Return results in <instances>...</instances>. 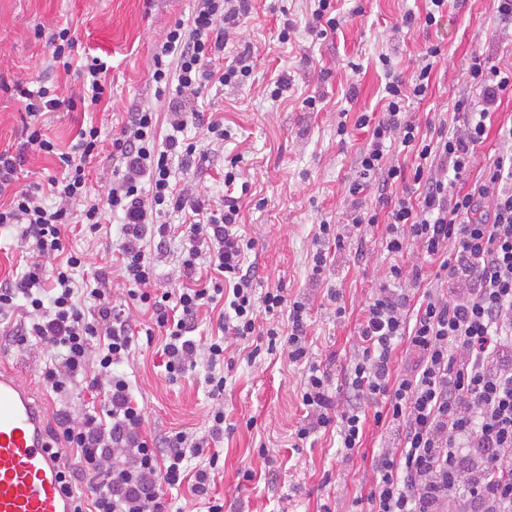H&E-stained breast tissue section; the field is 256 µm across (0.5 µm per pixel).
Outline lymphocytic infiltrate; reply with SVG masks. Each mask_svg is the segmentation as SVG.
I'll list each match as a JSON object with an SVG mask.
<instances>
[{"label":"lymphocytic infiltrate","mask_w":512,"mask_h":512,"mask_svg":"<svg viewBox=\"0 0 512 512\" xmlns=\"http://www.w3.org/2000/svg\"><path fill=\"white\" fill-rule=\"evenodd\" d=\"M253 0H195L186 18L171 26L152 53L157 99L166 100L170 133L157 135L152 107L127 113L118 137L105 139L97 125L80 126L67 148L44 131L60 108L94 111L110 99L99 57L75 60L69 28L53 34V68L74 76L78 90L61 100L54 88L30 89L0 75V91L23 107L25 139L0 150V228L16 230L24 250L19 273L0 280V339L40 347L49 355L41 369L47 391L63 397L81 389L89 412L57 418V441L69 455L60 472L75 500L74 512H170L169 489L190 482L208 501L222 471L218 445L231 434L224 389L233 361L231 342L253 341L248 362L282 351L298 362L308 356L305 302L287 301L282 289L261 285L249 261L253 240L239 232L237 197L225 195L212 209L189 187L173 184L175 160L202 154V141L227 138L223 121L195 103L206 82L238 84L249 77V52L230 64L214 63L230 36L252 12ZM439 46L421 52L410 78L385 69L384 112L361 115L372 134L357 157L350 197L374 189L386 214L354 207L353 228L383 224L382 242L394 262L358 326L357 354L344 376L342 402L330 379L310 366L300 384L307 422L296 435L335 427L345 451L360 447L366 419L393 434L372 464L368 512H512V127L499 130L501 148L477 179L467 173L486 140L487 122L503 97H512V69L473 55L470 92L454 104L452 120L420 135L407 112L425 99ZM202 141L185 138L188 125ZM54 158L58 172L46 183L23 187L18 173L29 153ZM113 160L102 196L87 197L88 164L102 153ZM414 158L418 191L405 188L395 155ZM403 185L400 197L387 188ZM191 211L180 248H172L162 218ZM121 218L116 243L122 304H114L106 269L78 278L85 258L66 251L69 225L99 234L107 215ZM417 251L424 264H406ZM172 254L176 274L160 285L159 256ZM435 265V273L424 270ZM213 278H198L201 268ZM219 309L220 337H196L201 310ZM149 313L165 339L161 355L170 379L203 367L213 401L204 432L158 434L151 430L120 366L136 342L133 311ZM405 345L407 362L392 370V354ZM374 414H367V407Z\"/></svg>","instance_id":"obj_1"}]
</instances>
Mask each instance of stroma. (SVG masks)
Segmentation results:
<instances>
[{
  "mask_svg": "<svg viewBox=\"0 0 512 512\" xmlns=\"http://www.w3.org/2000/svg\"><path fill=\"white\" fill-rule=\"evenodd\" d=\"M342 16L336 34L320 39L309 31V0H255V11L233 34L227 56L242 45L251 47L252 72L245 82L223 86L207 83L197 109L223 119L231 132L206 158L175 161L174 178L192 184L197 194L219 204L224 194V167L237 160L243 180L240 216L255 242L263 272L262 285L283 289L287 299L302 298L310 313L308 361L290 362L276 354L251 365L243 343L231 345L235 360L224 390V414L233 424L225 436L224 473L213 496L225 505L243 504L247 512H352L356 497L368 495L372 461L386 437L374 421H366L362 445L352 455L338 446L335 429L298 441L303 419L300 383L309 365L328 373L332 387L341 386L357 348L358 323L375 284L390 262L382 230L349 227L350 202L345 188L354 178L355 158L369 137L358 126L361 114L381 115L385 72L379 61L387 55L395 72L410 76L424 46L443 52L431 74L430 91L409 110L428 133L434 115L452 112L466 86L472 52L488 45L492 64L512 66V30L498 24L489 0H466L449 6L438 25L404 28L406 12L424 17L427 0H335ZM191 0H0V74L11 80L58 85L62 94L75 87L62 71L50 67V38L72 23L75 54L92 53L108 65L112 88L109 103L92 115L106 135L118 133L124 112L153 102L150 54L170 26L187 15ZM293 22L295 35L283 44L278 34ZM358 71H351V64ZM293 83L278 101L269 97L271 80ZM321 97L319 111L305 109L303 100ZM345 121L346 139L336 135ZM342 224L343 245L335 253L325 280L311 278L315 234L321 220ZM118 226L97 238L74 232L68 250L83 254L91 267L110 264ZM340 290L344 317L328 289ZM160 337L139 340L121 366L133 383L151 426L158 432L202 430L211 401L199 372L169 381L158 353ZM275 449L270 461L260 447ZM254 468L253 480L242 472Z\"/></svg>",
  "mask_w": 512,
  "mask_h": 512,
  "instance_id": "stroma-1",
  "label": "stroma"
}]
</instances>
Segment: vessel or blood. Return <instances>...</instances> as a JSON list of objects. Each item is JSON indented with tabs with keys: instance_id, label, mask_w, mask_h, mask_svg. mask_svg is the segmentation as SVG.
<instances>
[{
	"instance_id": "vessel-or-blood-1",
	"label": "vessel or blood",
	"mask_w": 512,
	"mask_h": 512,
	"mask_svg": "<svg viewBox=\"0 0 512 512\" xmlns=\"http://www.w3.org/2000/svg\"><path fill=\"white\" fill-rule=\"evenodd\" d=\"M48 410L32 387L0 369V512H72L46 430Z\"/></svg>"
}]
</instances>
